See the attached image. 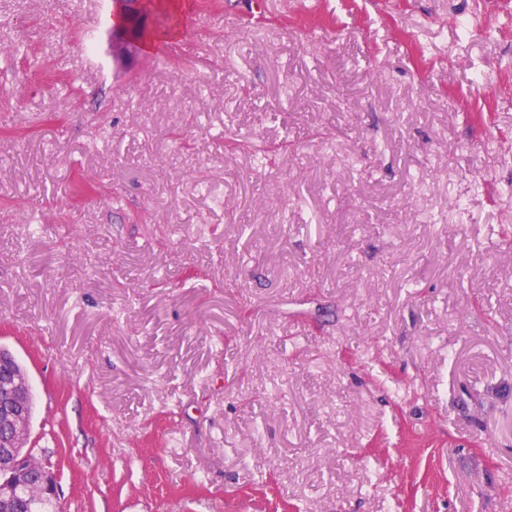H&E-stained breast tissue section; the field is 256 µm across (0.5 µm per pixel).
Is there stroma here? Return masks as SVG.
Listing matches in <instances>:
<instances>
[{"label": "stroma", "instance_id": "stroma-1", "mask_svg": "<svg viewBox=\"0 0 512 512\" xmlns=\"http://www.w3.org/2000/svg\"><path fill=\"white\" fill-rule=\"evenodd\" d=\"M111 8L0 0L61 512H512V0H151L122 67Z\"/></svg>", "mask_w": 512, "mask_h": 512}]
</instances>
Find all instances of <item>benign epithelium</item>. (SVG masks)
I'll list each match as a JSON object with an SVG mask.
<instances>
[{"mask_svg": "<svg viewBox=\"0 0 512 512\" xmlns=\"http://www.w3.org/2000/svg\"><path fill=\"white\" fill-rule=\"evenodd\" d=\"M112 58L115 62L125 61L130 52L127 41L131 37L124 30L129 20L138 19L143 9V0H112ZM9 357L0 349V456L12 460L15 471H25L24 456L20 449L28 439V414L31 391L26 381L17 374L6 370ZM55 499L58 496V478L56 467L48 465L35 484Z\"/></svg>", "mask_w": 512, "mask_h": 512, "instance_id": "7a95c632", "label": "benign epithelium"}]
</instances>
